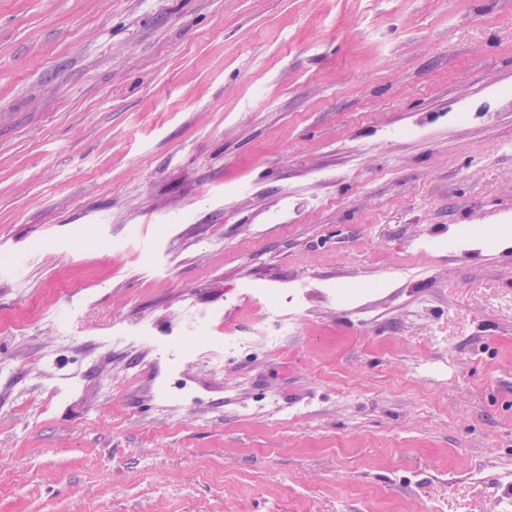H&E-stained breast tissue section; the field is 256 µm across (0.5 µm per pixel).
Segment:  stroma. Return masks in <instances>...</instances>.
Instances as JSON below:
<instances>
[{"label": "stroma", "mask_w": 512, "mask_h": 512, "mask_svg": "<svg viewBox=\"0 0 512 512\" xmlns=\"http://www.w3.org/2000/svg\"><path fill=\"white\" fill-rule=\"evenodd\" d=\"M512 0H0V512H512Z\"/></svg>", "instance_id": "35a3bbf8"}]
</instances>
